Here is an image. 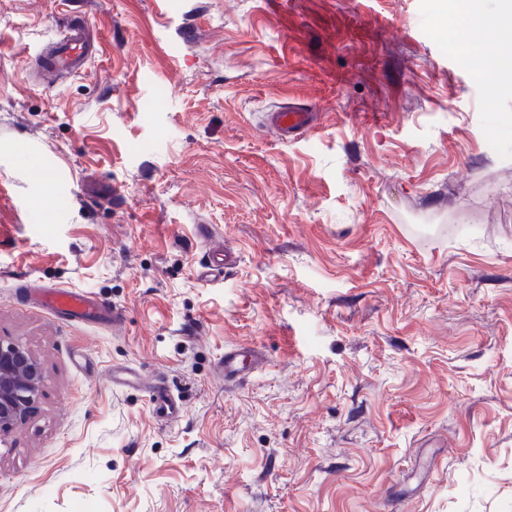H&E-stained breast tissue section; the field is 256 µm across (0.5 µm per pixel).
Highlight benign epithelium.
Returning <instances> with one entry per match:
<instances>
[{
	"instance_id": "7a95c632",
	"label": "benign epithelium",
	"mask_w": 512,
	"mask_h": 512,
	"mask_svg": "<svg viewBox=\"0 0 512 512\" xmlns=\"http://www.w3.org/2000/svg\"><path fill=\"white\" fill-rule=\"evenodd\" d=\"M42 369L25 348L0 343V433L22 423L42 394Z\"/></svg>"
}]
</instances>
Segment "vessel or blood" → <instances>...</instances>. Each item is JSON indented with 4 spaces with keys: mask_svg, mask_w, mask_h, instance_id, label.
Returning <instances> with one entry per match:
<instances>
[{
    "mask_svg": "<svg viewBox=\"0 0 512 512\" xmlns=\"http://www.w3.org/2000/svg\"><path fill=\"white\" fill-rule=\"evenodd\" d=\"M96 54L90 39L86 21L67 24L58 39L35 59L44 81L58 82L83 70ZM266 123L283 139H293L315 130L319 125L318 113L308 108L291 105L277 112L268 113ZM197 235L205 242L204 260L199 265L198 278L209 282L222 276L225 269L235 264L234 254L211 245L210 225L197 227ZM39 304L54 312L66 321H79L87 324L107 322L121 324L124 316L121 311L103 305L93 294L74 288L51 286L41 288L37 297ZM263 365L256 350L249 347L226 349L220 358L217 369L225 380L242 382L255 374ZM113 389L121 390L138 386L140 372L132 367H115L110 372ZM152 413L165 420L180 417L183 407L168 391L163 383L157 382L148 390Z\"/></svg>",
    "mask_w": 512,
    "mask_h": 512,
    "instance_id": "vessel-or-blood-1",
    "label": "vessel or blood"
}]
</instances>
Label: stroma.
<instances>
[{
    "instance_id": "obj_1",
    "label": "stroma",
    "mask_w": 512,
    "mask_h": 512,
    "mask_svg": "<svg viewBox=\"0 0 512 512\" xmlns=\"http://www.w3.org/2000/svg\"><path fill=\"white\" fill-rule=\"evenodd\" d=\"M83 12L96 57L38 85L23 61ZM462 21L436 0H0V342L43 374L0 434V512H512V93L487 35L450 43ZM289 102L322 120L282 142L262 119ZM200 224L239 256L207 284ZM23 275L123 329L20 303ZM244 345L269 364L225 383ZM115 366L182 419L113 390ZM37 303L66 321L87 324L107 322L114 327L125 320L118 309L105 306L93 294L74 288L61 286L40 288ZM151 412L158 418L174 420L181 416L183 407L161 382H156L148 390Z\"/></svg>"
}]
</instances>
